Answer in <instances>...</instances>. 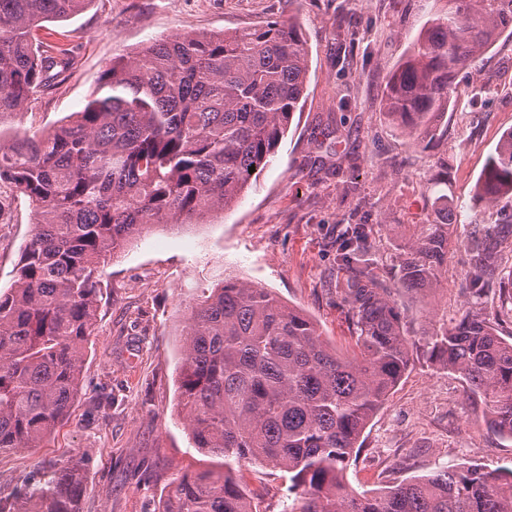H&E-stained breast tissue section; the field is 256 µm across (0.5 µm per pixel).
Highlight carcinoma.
<instances>
[{
	"label": "carcinoma",
	"instance_id": "1",
	"mask_svg": "<svg viewBox=\"0 0 512 512\" xmlns=\"http://www.w3.org/2000/svg\"><path fill=\"white\" fill-rule=\"evenodd\" d=\"M91 0H0V181L33 209L34 228L0 290V453L37 448L77 395L108 257L155 224H200L230 208L288 132L304 97L309 49L292 21L155 40L101 72L95 94L41 133L16 118L61 79L72 51L36 32ZM512 0H448L390 73L383 106L417 143L469 69L503 34ZM512 198V131L475 186ZM450 224H415L389 281L363 259L365 224L336 233V283L357 353L337 354L317 324L267 288L224 279L190 308L179 399L193 447L221 459L172 479L159 512H256L239 476L253 462L288 474L282 512H512V467L450 464L374 494L344 482L377 409L411 365L405 313L392 288L421 295L462 248L478 296L496 276L512 224L455 240ZM436 368L462 381L495 434L512 439V334L464 301L422 334ZM82 460L0 496V512H81Z\"/></svg>",
	"mask_w": 512,
	"mask_h": 512
}]
</instances>
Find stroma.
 Wrapping results in <instances>:
<instances>
[{
	"label": "stroma",
	"mask_w": 512,
	"mask_h": 512,
	"mask_svg": "<svg viewBox=\"0 0 512 512\" xmlns=\"http://www.w3.org/2000/svg\"><path fill=\"white\" fill-rule=\"evenodd\" d=\"M445 0H92L52 23L73 49L62 82L33 94L21 116L31 133L79 110L112 58L156 39L293 19L309 48L305 97L270 162L239 200L204 224L154 228L128 242L104 268L95 332L69 415L40 447L0 454V494L56 464L83 462L82 512H157L176 475L211 465L193 448L178 398L182 328L189 309L224 277L270 289L300 309L342 354L352 330L336 295L341 273L331 240L345 224L370 228V256L394 278L412 225L452 214L456 235L475 223L512 219V200L488 204L473 187L503 134L512 131V37L461 73L453 105L432 140L418 144L381 104L389 71ZM483 93L471 90L473 83ZM0 220V289L32 230L26 200L12 197ZM468 271L464 251L448 256L439 288L401 293L411 335L456 317ZM413 364L364 433L346 481L378 490L449 463L512 465V440L492 434L459 379L414 349ZM258 512H282L288 482L260 465L242 470Z\"/></svg>",
	"instance_id": "obj_1"
}]
</instances>
